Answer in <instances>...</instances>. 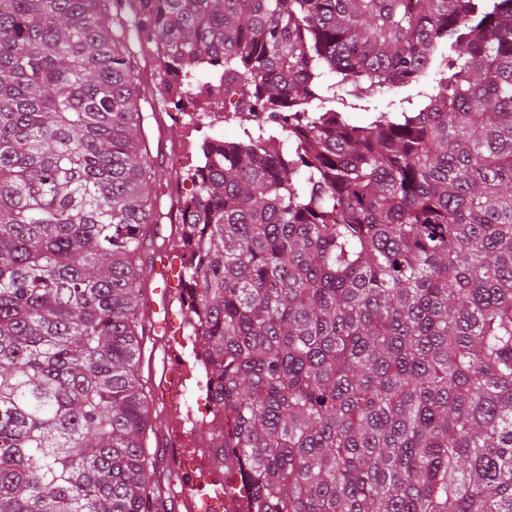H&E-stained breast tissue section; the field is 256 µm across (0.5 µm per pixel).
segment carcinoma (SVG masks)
Wrapping results in <instances>:
<instances>
[{
	"mask_svg": "<svg viewBox=\"0 0 512 512\" xmlns=\"http://www.w3.org/2000/svg\"><path fill=\"white\" fill-rule=\"evenodd\" d=\"M146 59L236 98L173 237ZM433 63L412 110L309 111ZM159 239L249 512H512V0H0V512H169Z\"/></svg>",
	"mask_w": 512,
	"mask_h": 512,
	"instance_id": "cac0c4a2",
	"label": "carcinoma"
}]
</instances>
